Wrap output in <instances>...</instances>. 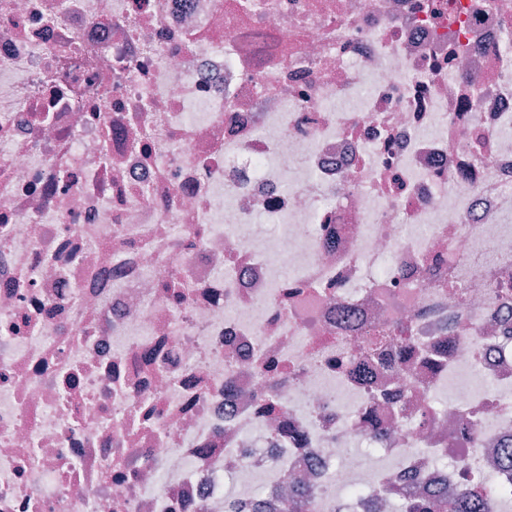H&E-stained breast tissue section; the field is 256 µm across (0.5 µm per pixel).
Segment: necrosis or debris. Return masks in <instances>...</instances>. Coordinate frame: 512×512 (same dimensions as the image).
<instances>
[{"instance_id": "obj_1", "label": "necrosis or debris", "mask_w": 512, "mask_h": 512, "mask_svg": "<svg viewBox=\"0 0 512 512\" xmlns=\"http://www.w3.org/2000/svg\"><path fill=\"white\" fill-rule=\"evenodd\" d=\"M510 447L512 0H0V512H512ZM497 495L495 483L473 487L466 483L453 500L418 498L410 501L407 512H488V503Z\"/></svg>"}]
</instances>
